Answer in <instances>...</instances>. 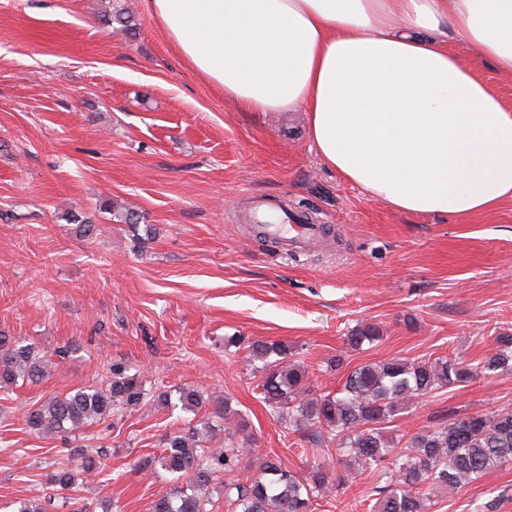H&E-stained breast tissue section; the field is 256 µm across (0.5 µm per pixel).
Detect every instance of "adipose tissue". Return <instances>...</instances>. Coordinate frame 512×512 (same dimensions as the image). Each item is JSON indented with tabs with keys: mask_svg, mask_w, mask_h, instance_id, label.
<instances>
[{
	"mask_svg": "<svg viewBox=\"0 0 512 512\" xmlns=\"http://www.w3.org/2000/svg\"><path fill=\"white\" fill-rule=\"evenodd\" d=\"M186 61L245 112L300 110L325 166L399 213L512 202V0H148ZM477 71L484 79L490 82L497 91L500 96L504 100V102L508 105H512V80L508 78L501 77L496 73L493 68L481 61L476 62Z\"/></svg>",
	"mask_w": 512,
	"mask_h": 512,
	"instance_id": "ef3b65f1",
	"label": "adipose tissue"
}]
</instances>
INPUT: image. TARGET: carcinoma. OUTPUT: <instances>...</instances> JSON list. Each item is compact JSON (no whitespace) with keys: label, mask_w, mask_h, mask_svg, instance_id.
<instances>
[{"label":"carcinoma","mask_w":512,"mask_h":512,"mask_svg":"<svg viewBox=\"0 0 512 512\" xmlns=\"http://www.w3.org/2000/svg\"><path fill=\"white\" fill-rule=\"evenodd\" d=\"M382 339L376 323L352 330L347 342L360 350ZM497 351L475 365L457 359L406 361L398 358L366 363L346 376L336 393L315 396L308 373L290 356L286 342L256 340L249 345L247 365L263 363L258 383L262 399L278 422L288 430L310 427L335 444L327 452L348 468L354 481L369 472L376 477L377 498L371 512H430L434 491L465 485L512 463V408L490 413L466 414L438 428L401 436H386L384 424L414 397L454 384L470 383L512 372V335L495 337ZM53 362L35 347L0 337V389L19 381L37 383L47 377ZM144 396L139 376L125 366L112 364V378L105 385L83 386L53 396L29 408L25 422L36 434H76L101 421L115 409L139 403ZM185 407L202 409L204 401L194 387L178 390ZM231 423H226L228 443L222 448L201 446L214 429L209 417L164 438L162 454L146 459L145 469H161L174 476L176 485L154 499L149 512H208L206 491L213 484L224 487L227 512H314V501L323 497L340 477L322 460L306 474L288 468L279 455L257 457V466L246 479L236 477L242 460L255 455L247 443L234 444ZM48 483L70 490L75 475L57 469Z\"/></svg>","instance_id":"cac0c4a2"}]
</instances>
